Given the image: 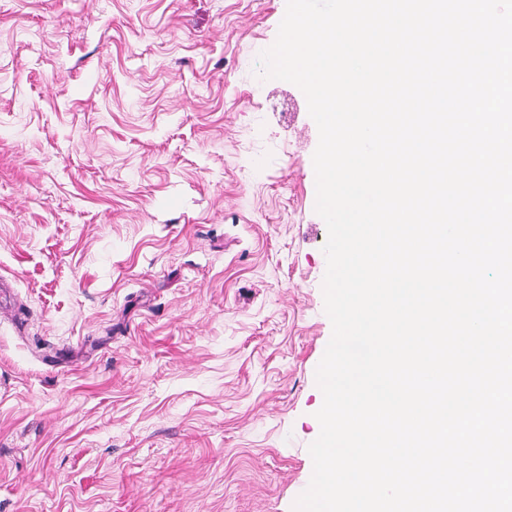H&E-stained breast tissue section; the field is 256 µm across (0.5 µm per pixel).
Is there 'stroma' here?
Here are the masks:
<instances>
[{"instance_id":"35a3bbf8","label":"stroma","mask_w":512,"mask_h":512,"mask_svg":"<svg viewBox=\"0 0 512 512\" xmlns=\"http://www.w3.org/2000/svg\"><path fill=\"white\" fill-rule=\"evenodd\" d=\"M286 0H0V512H292L332 335Z\"/></svg>"}]
</instances>
